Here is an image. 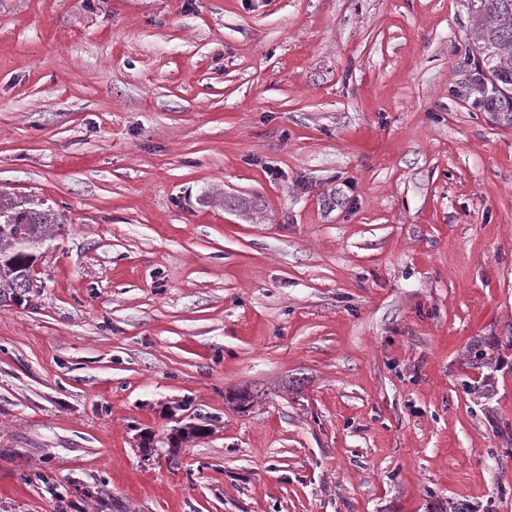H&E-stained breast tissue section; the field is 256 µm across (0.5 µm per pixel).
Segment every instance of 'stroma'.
<instances>
[{"label": "stroma", "instance_id": "obj_1", "mask_svg": "<svg viewBox=\"0 0 512 512\" xmlns=\"http://www.w3.org/2000/svg\"><path fill=\"white\" fill-rule=\"evenodd\" d=\"M472 46L466 0H0V190L66 217L0 305V512H512ZM25 259L26 262L23 266H15L9 263L13 272H18L15 278V288L17 295L21 298L29 289L33 290L34 287L42 288L38 284L35 285L36 276L39 261L41 259L40 254L36 253L37 249L31 248V246L25 247Z\"/></svg>", "mask_w": 512, "mask_h": 512}]
</instances>
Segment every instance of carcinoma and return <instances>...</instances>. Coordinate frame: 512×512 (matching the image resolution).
I'll return each mask as SVG.
<instances>
[{
    "label": "carcinoma",
    "mask_w": 512,
    "mask_h": 512,
    "mask_svg": "<svg viewBox=\"0 0 512 512\" xmlns=\"http://www.w3.org/2000/svg\"><path fill=\"white\" fill-rule=\"evenodd\" d=\"M475 53L463 59L467 70L463 100L496 121L512 126V0H467ZM65 229L51 205L32 195L0 191V248L18 251L29 237L47 240ZM14 275L0 273V301H15Z\"/></svg>",
    "instance_id": "1"
}]
</instances>
